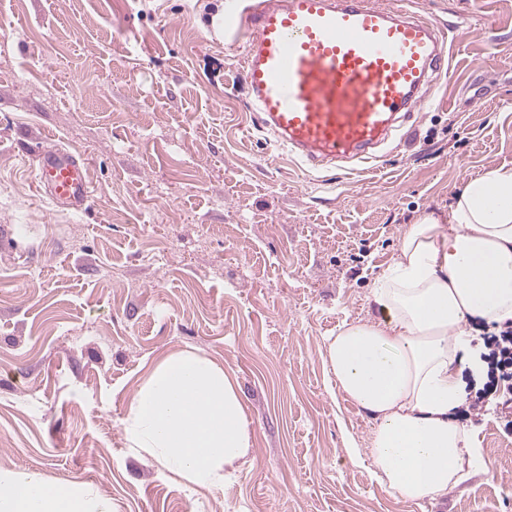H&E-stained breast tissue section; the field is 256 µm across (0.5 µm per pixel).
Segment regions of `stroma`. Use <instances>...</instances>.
I'll return each instance as SVG.
<instances>
[{
	"mask_svg": "<svg viewBox=\"0 0 512 512\" xmlns=\"http://www.w3.org/2000/svg\"><path fill=\"white\" fill-rule=\"evenodd\" d=\"M450 24L427 86L371 163L310 171L257 125L227 0H0V469L80 481L113 512H512V413L470 418L490 472L447 500L373 476L370 416L322 353L369 301L402 234L462 180L512 166V0H412ZM91 199L51 204L46 148ZM178 351L235 375L251 448L191 492L125 439L130 400Z\"/></svg>",
	"mask_w": 512,
	"mask_h": 512,
	"instance_id": "stroma-1",
	"label": "stroma"
}]
</instances>
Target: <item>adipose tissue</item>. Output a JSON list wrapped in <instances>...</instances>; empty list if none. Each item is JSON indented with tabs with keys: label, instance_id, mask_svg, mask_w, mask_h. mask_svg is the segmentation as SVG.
<instances>
[{
	"label": "adipose tissue",
	"instance_id": "obj_1",
	"mask_svg": "<svg viewBox=\"0 0 512 512\" xmlns=\"http://www.w3.org/2000/svg\"><path fill=\"white\" fill-rule=\"evenodd\" d=\"M370 300L382 319L347 322L327 337V374L373 420L364 453L375 478L404 501L446 498L465 459L482 458L457 415L463 370L485 374L475 327L512 324V167L463 180L447 215H418ZM125 433L131 449L195 491L229 482L250 450L236 380L191 351L154 366ZM0 512H112V503L80 481L49 485L0 469Z\"/></svg>",
	"mask_w": 512,
	"mask_h": 512
}]
</instances>
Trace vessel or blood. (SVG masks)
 Returning <instances> with one entry per match:
<instances>
[{
  "instance_id": "obj_1",
  "label": "vessel or blood",
  "mask_w": 512,
  "mask_h": 512,
  "mask_svg": "<svg viewBox=\"0 0 512 512\" xmlns=\"http://www.w3.org/2000/svg\"><path fill=\"white\" fill-rule=\"evenodd\" d=\"M226 28L246 35L241 80L256 118L312 168L375 158L448 74L447 24L372 0H263ZM37 175L53 205L76 211L90 194L69 154L48 152Z\"/></svg>"
}]
</instances>
